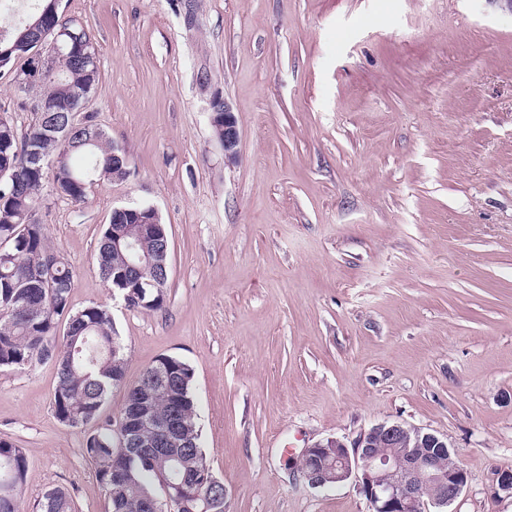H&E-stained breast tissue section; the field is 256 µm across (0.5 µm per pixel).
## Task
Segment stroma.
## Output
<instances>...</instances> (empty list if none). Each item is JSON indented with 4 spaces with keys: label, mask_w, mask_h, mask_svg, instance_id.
Returning a JSON list of instances; mask_svg holds the SVG:
<instances>
[{
    "label": "stroma",
    "mask_w": 512,
    "mask_h": 512,
    "mask_svg": "<svg viewBox=\"0 0 512 512\" xmlns=\"http://www.w3.org/2000/svg\"><path fill=\"white\" fill-rule=\"evenodd\" d=\"M91 32L89 109L128 177L38 213L75 274L71 306L112 311L122 388L96 420L55 416L53 361L0 368V439L50 487L110 512L85 456L164 355L195 371L224 512H370L314 489L305 448L383 422L447 438L469 481L449 512H512V11L499 0H61ZM221 96L235 163L213 135ZM168 228L167 301L126 307L96 252L113 209ZM217 119L223 124V149L224 160L227 163H234L238 158L240 131L234 113L229 105L224 101L223 110L220 112H211V123Z\"/></svg>",
    "instance_id": "35a3bbf8"
}]
</instances>
